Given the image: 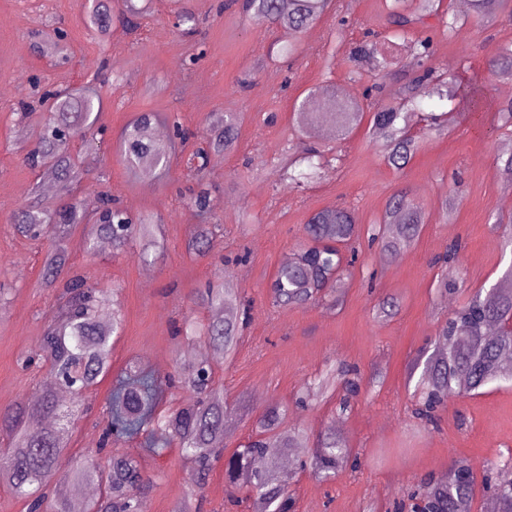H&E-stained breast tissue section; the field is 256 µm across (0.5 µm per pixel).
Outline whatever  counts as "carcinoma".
Returning <instances> with one entry per match:
<instances>
[{"instance_id":"cac0c4a2","label":"carcinoma","mask_w":512,"mask_h":512,"mask_svg":"<svg viewBox=\"0 0 512 512\" xmlns=\"http://www.w3.org/2000/svg\"><path fill=\"white\" fill-rule=\"evenodd\" d=\"M335 6L334 0H242V8L261 23L274 25L285 33H302L316 24ZM443 0H391L388 24L392 37L410 40V64L414 76L399 88L394 101L387 102L382 94L366 91L367 106L334 90L322 93V111L307 108L296 113L302 126H309L329 117L336 131L349 134L363 117L364 109L372 111L375 138L381 142L388 164L397 171L407 167L419 149V142L407 133L412 110L426 100L444 102L457 97L453 77L428 64L431 39L418 36L420 29L429 28V20L442 16ZM87 23L105 31L112 24V0H91ZM347 59L357 65L366 60L373 68L388 70L394 65L390 57L381 58L367 44L349 51ZM496 79L512 78V45L498 48L491 65ZM40 102L54 114L46 123L28 160L48 167L65 191L78 182L83 174L78 160L67 153L66 143L58 139L55 129L77 130L92 125L103 112L102 102L95 91L79 93L60 88L44 93ZM151 115L144 113L128 129L122 139V152L132 166L150 163L167 167L165 145L148 134ZM209 146L217 150L231 149L237 140V127L232 116H224L208 131ZM321 169V155L316 151L288 158L282 167V180L298 185L314 178ZM101 211L87 228L86 245L92 249L106 239L119 251L131 240L139 239L143 251L149 253L164 248L144 220H128L124 230L112 223L111 195L98 194ZM197 220V231L188 241V248L201 253L213 248L214 225L208 192L201 188L191 200ZM84 213L71 203L55 207L37 195L21 206L16 228L24 236L39 237L51 229L56 241L43 260L41 284L45 288L63 284L58 295L60 304L43 336L37 351L48 363L47 380L33 399L19 402L0 412V434L7 436L9 448L0 455V484L6 485L18 498L28 503L29 512H138L142 497L152 487V479L141 464V452L156 457L165 455L175 444L180 455L192 467L190 493L202 489L215 463L224 461V479L229 486L244 488L245 500L252 512H292L293 498L288 490L292 474L281 466L288 449L296 447L300 433L282 429L284 414L271 406L257 420L247 441L232 453H224V425L231 415L224 401L223 389L215 386L210 367L204 361H184L178 364L174 378L181 391L178 406L161 410L162 385L151 374L129 370L120 376L105 406L106 419L101 444L83 463L73 467L65 478L77 483L104 486V492L85 502H78L57 492H48L49 482L60 474L62 458L67 449L65 436L69 430L67 414L62 409L58 381L84 386L112 372V337L123 331L119 311L112 320L102 322L98 313L97 290L87 286L78 276L68 275L67 250L64 246L71 226L80 224ZM421 206L405 195L391 196L372 236L382 257L389 258L405 244L412 243L425 224ZM307 240L298 242L293 257L281 265L270 285L274 307H301L334 292L346 268L356 261L353 243L359 229L353 213L345 208H328L314 213L305 226ZM238 289L228 284L208 289L201 304L216 310H226L224 317H212L203 325L187 319L185 337L204 338L230 358L239 339V324L233 310L239 306ZM512 321V278L503 275L498 288L490 293L477 291L466 304L455 310L437 332L438 348L425 359L420 383L426 397L415 409L425 421L448 399L475 395L495 381L512 382V370L504 366L512 362V331H503V324ZM355 370L343 364L338 369L337 382L342 396L339 410L350 407V397L358 393ZM138 442V448H123L112 452L107 464L98 456L118 442ZM358 465L351 451L334 432L322 435L314 448L311 466L323 480L336 476L346 466ZM451 468L459 475L434 482H423L409 491L412 499L424 502L423 512H470L478 493L487 494L494 512H512V476L506 465L485 469L482 481H477L473 466L455 460Z\"/></svg>"}]
</instances>
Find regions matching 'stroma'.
I'll return each mask as SVG.
<instances>
[{
    "label": "stroma",
    "mask_w": 512,
    "mask_h": 512,
    "mask_svg": "<svg viewBox=\"0 0 512 512\" xmlns=\"http://www.w3.org/2000/svg\"><path fill=\"white\" fill-rule=\"evenodd\" d=\"M186 3L201 21L198 34L174 26ZM87 4L0 0V283L8 289L0 301V410L33 397L43 384L45 369L23 368L20 359L43 335L56 299L40 280L49 239L29 240L13 225L14 212L41 191L45 179L43 169L26 160L47 117L37 101L45 90L85 85L102 99V130L88 140L74 136L68 146L84 168L74 200L90 211L99 191H109L132 216L159 224L166 240L164 251L149 255L136 241L120 252L99 248L89 254L84 227L68 238L72 271L122 307L125 326L113 344V372L134 363L166 380L177 360L200 346L175 338V325L186 316L211 317L199 295L227 276L242 296L237 314L243 329L235 357L210 363L232 409L227 450L244 442L256 419L276 404L287 411L286 427L303 433V456L332 427L359 458L358 467L327 482L301 473L294 485L296 512H395L410 486L440 477L453 460H468L479 470L511 455L512 386L492 384L481 394L449 400L436 422L425 424L413 415L418 395L410 372L416 358L433 352L449 313L512 264V250L493 227L494 217L512 220V179L495 163L512 134L498 127L505 83L491 77L488 65L500 46L512 44V16L470 19L453 38L434 21L432 65L447 68L463 84L482 85L487 106L479 114L454 113L451 131L440 136L413 119L410 129L422 145L398 172L372 139L370 118L341 139L324 121L299 127L294 112L315 89L361 98L375 77L371 66L358 68L363 76L357 79L352 63L327 65L326 53L382 41L386 0H344L346 19L328 14L294 35L298 51L289 62L276 55L284 38L280 28L257 24L224 0H151L132 33L117 23L104 33L90 29ZM144 112L155 113L164 129L178 117L191 133L177 145L167 174L146 167L131 174L123 157L125 129ZM216 112L237 122L233 150L208 147L203 130ZM309 146L329 160L320 178L300 188L283 183L284 157ZM200 183L222 229L203 256L186 247L195 224L190 192ZM395 194L408 195L426 213L411 245L383 262L377 246H363L339 285L338 302L272 306L271 279L313 213L346 207L365 231ZM456 243L457 258L436 265ZM444 278L458 291L442 292ZM387 298L396 308L378 318L376 308ZM341 363L356 366L361 378L346 415H337L333 398L298 405L310 382ZM112 384L107 378L85 397L63 398L71 420L68 458L97 447ZM142 466L154 479L146 498L151 512H178L190 468L177 448L144 457Z\"/></svg>",
    "instance_id": "1"
}]
</instances>
